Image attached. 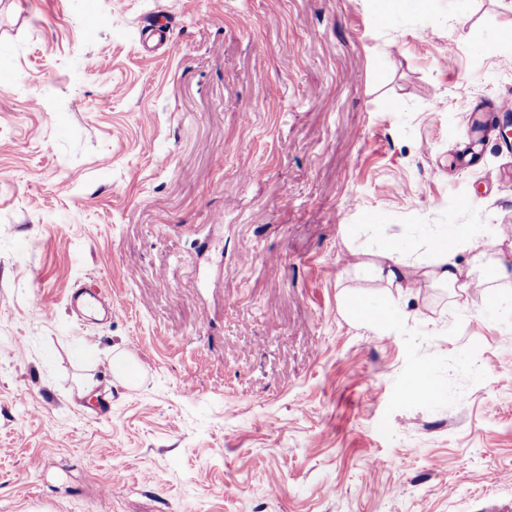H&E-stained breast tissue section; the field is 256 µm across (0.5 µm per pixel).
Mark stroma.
<instances>
[{
	"instance_id": "35a3bbf8",
	"label": "stroma",
	"mask_w": 512,
	"mask_h": 512,
	"mask_svg": "<svg viewBox=\"0 0 512 512\" xmlns=\"http://www.w3.org/2000/svg\"><path fill=\"white\" fill-rule=\"evenodd\" d=\"M456 14L0 0V512H512V316L348 256L494 224L512 270V152L452 162L512 98V0ZM396 247L383 239L380 243L378 255L383 259L370 265L373 278L385 284V288H403V281L407 280L408 272L405 268L413 266L399 259H394ZM387 260V261H385ZM348 311L350 316L359 321H369L374 325H385L387 324L392 316L393 311L390 307L382 308L377 313L369 312L362 301V298L357 296H351L348 300Z\"/></svg>"
}]
</instances>
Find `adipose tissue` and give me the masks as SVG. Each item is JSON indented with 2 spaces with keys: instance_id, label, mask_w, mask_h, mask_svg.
<instances>
[{
  "instance_id": "adipose-tissue-1",
  "label": "adipose tissue",
  "mask_w": 512,
  "mask_h": 512,
  "mask_svg": "<svg viewBox=\"0 0 512 512\" xmlns=\"http://www.w3.org/2000/svg\"><path fill=\"white\" fill-rule=\"evenodd\" d=\"M498 236V229L491 225H449L427 243L425 282L467 291L482 279L497 281L508 278L512 274L493 262L489 252L490 245Z\"/></svg>"
}]
</instances>
